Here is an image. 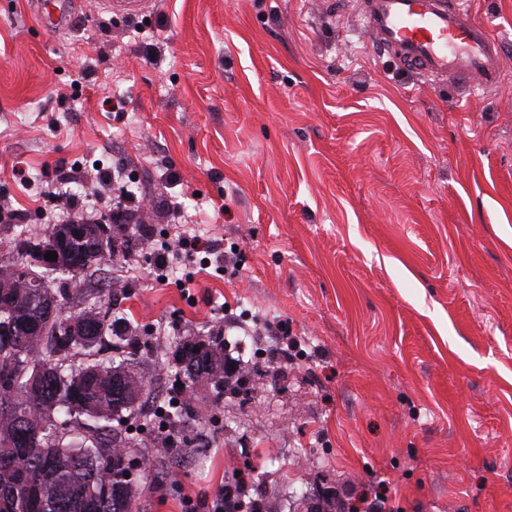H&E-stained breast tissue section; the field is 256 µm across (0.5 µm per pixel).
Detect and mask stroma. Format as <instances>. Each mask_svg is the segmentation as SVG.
Here are the masks:
<instances>
[{
  "label": "stroma",
  "mask_w": 512,
  "mask_h": 512,
  "mask_svg": "<svg viewBox=\"0 0 512 512\" xmlns=\"http://www.w3.org/2000/svg\"><path fill=\"white\" fill-rule=\"evenodd\" d=\"M332 0H73L50 33L0 6V262L43 237L48 186L93 205L98 168L142 201L125 255L84 273L146 385L131 415L140 512H202L236 471L266 512H512V0H470L503 41L501 88L384 58ZM219 250L152 267L178 233ZM237 245L235 276L220 271ZM305 340L284 364L268 320ZM221 334L244 393L196 400L172 457L147 428L180 343Z\"/></svg>",
  "instance_id": "stroma-1"
}]
</instances>
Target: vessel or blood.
Instances as JSON below:
<instances>
[{"instance_id":"vessel-or-blood-1","label":"vessel or blood","mask_w":512,"mask_h":512,"mask_svg":"<svg viewBox=\"0 0 512 512\" xmlns=\"http://www.w3.org/2000/svg\"><path fill=\"white\" fill-rule=\"evenodd\" d=\"M358 13L372 41L402 67L485 92L503 80L500 44L472 21L469 0H360ZM37 18L43 28H63L67 0H39Z\"/></svg>"}]
</instances>
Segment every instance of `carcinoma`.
Listing matches in <instances>:
<instances>
[{
	"instance_id": "cac0c4a2",
	"label": "carcinoma",
	"mask_w": 512,
	"mask_h": 512,
	"mask_svg": "<svg viewBox=\"0 0 512 512\" xmlns=\"http://www.w3.org/2000/svg\"><path fill=\"white\" fill-rule=\"evenodd\" d=\"M97 224L74 236L55 224L38 242L19 240L17 258L0 264V512H134V465L112 428L132 414L146 394L141 377L127 367L93 359L109 346L114 330L108 311H71L69 289L55 288L46 273H61L78 286L82 275L113 256L98 249ZM48 251L57 260L45 259ZM202 352H197V349ZM82 357L84 363L65 366ZM175 360L192 390L220 396L240 388L224 373V337L216 334L181 345ZM42 377L40 387L29 379ZM191 399L167 411L170 428L155 442L176 452L186 441L177 427Z\"/></svg>"
}]
</instances>
